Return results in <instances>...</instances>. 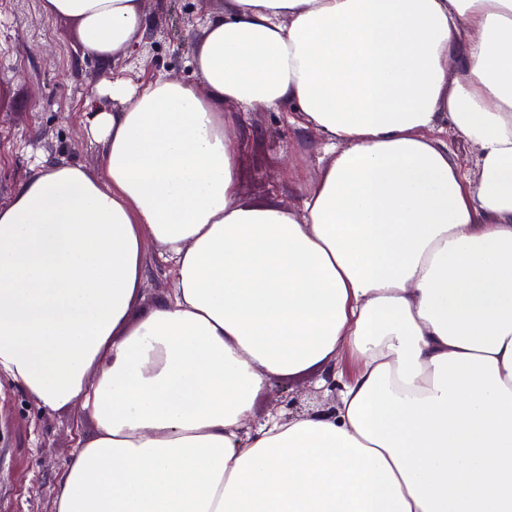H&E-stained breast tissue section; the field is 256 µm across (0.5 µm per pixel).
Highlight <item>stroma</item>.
I'll return each mask as SVG.
<instances>
[{"label":"stroma","mask_w":512,"mask_h":512,"mask_svg":"<svg viewBox=\"0 0 512 512\" xmlns=\"http://www.w3.org/2000/svg\"><path fill=\"white\" fill-rule=\"evenodd\" d=\"M42 0H0V203H7L43 161L99 168L100 147L89 135L85 114L95 83L114 71L142 82L169 74L198 81L193 64L200 34L196 0H144L147 22L138 38L150 46L138 67L105 68L84 53L76 23L45 17ZM251 145L240 160L241 189L251 204L299 202L293 171L313 180L323 143L291 123L287 107L258 106L245 113ZM143 307L173 288L172 264L156 246L147 248ZM320 370L274 380L256 404L255 417L285 414L286 402L302 412H329L333 400L318 399ZM94 426L70 409L41 408L22 390L0 384V512H55V486L62 463L91 436Z\"/></svg>","instance_id":"35a3bbf8"}]
</instances>
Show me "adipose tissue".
I'll list each match as a JSON object with an SVG mask.
<instances>
[{"mask_svg": "<svg viewBox=\"0 0 512 512\" xmlns=\"http://www.w3.org/2000/svg\"><path fill=\"white\" fill-rule=\"evenodd\" d=\"M42 11L105 63L145 24ZM193 61L197 86L100 79L97 173L0 205V374L95 427L55 512H512V0H226ZM283 105L320 174L253 205L242 114ZM151 244L174 287L142 311ZM316 367L335 413L255 422ZM439 136L444 144L448 145L451 155L465 166L469 176H475L476 151L470 145L458 140L449 129H445Z\"/></svg>", "mask_w": 512, "mask_h": 512, "instance_id": "1", "label": "adipose tissue"}]
</instances>
